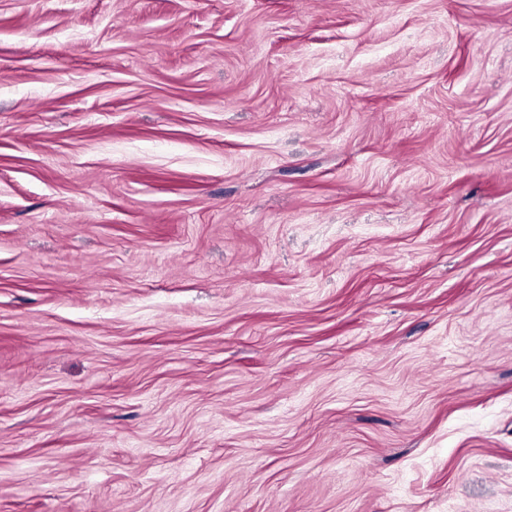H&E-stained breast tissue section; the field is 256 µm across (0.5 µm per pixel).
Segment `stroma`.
Masks as SVG:
<instances>
[{
  "label": "stroma",
  "instance_id": "1",
  "mask_svg": "<svg viewBox=\"0 0 512 512\" xmlns=\"http://www.w3.org/2000/svg\"><path fill=\"white\" fill-rule=\"evenodd\" d=\"M0 512H512V0H0Z\"/></svg>",
  "mask_w": 512,
  "mask_h": 512
}]
</instances>
